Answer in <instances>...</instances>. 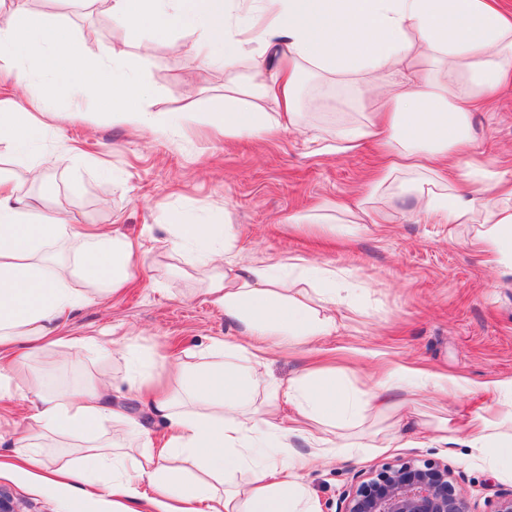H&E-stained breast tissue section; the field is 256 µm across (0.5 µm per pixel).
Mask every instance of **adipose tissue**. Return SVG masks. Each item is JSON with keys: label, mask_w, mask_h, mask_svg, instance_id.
<instances>
[{"label": "adipose tissue", "mask_w": 512, "mask_h": 512, "mask_svg": "<svg viewBox=\"0 0 512 512\" xmlns=\"http://www.w3.org/2000/svg\"><path fill=\"white\" fill-rule=\"evenodd\" d=\"M117 25L129 30L136 46L148 48L172 28L196 33L194 50L205 63H222L229 83L238 65L256 74L249 104L225 97L209 121L225 137L262 138L308 124L312 110L328 108L326 94L299 111L301 74L375 89L376 107L337 121L333 152L346 155L373 143L386 163L354 202H337L342 219L326 224L332 235L353 224H389L399 209L436 224H476V244L512 265V181L488 177L484 162L468 156L473 115L512 85V9L503 0H100ZM418 59L430 69H415ZM31 63L48 74L44 97L57 75L75 74V90L95 95L98 111L134 129L159 120L144 105L149 87L136 77L111 71L89 57L58 24H35L22 6L0 15V69ZM38 137L30 113L17 101L0 99V141L26 150ZM465 165L476 191L461 192L450 168ZM172 253L223 250V266H206L202 291L223 312L238 336L208 347L200 363L171 368L177 387L153 392V360H145L132 382L152 391L149 410L169 431L163 447L143 424L115 402L111 383L98 378L49 391L32 374L27 397L34 412L28 428L13 441L14 454H0V469L25 463L41 481L64 486L78 482L66 512H83L88 501L111 499L112 512H320L301 473L311 457L326 458L348 440L339 428L374 410L391 407L402 386L448 385L435 374L401 369L385 378L356 375L346 394L335 375L312 372L288 382L269 379V341H305L336 330L333 305L351 298L353 283L335 270L304 258L288 266L303 276L325 277L330 285L309 291L297 279L276 273L273 264L236 250L232 225L169 213ZM77 248L74 268H50L46 256L62 236ZM141 252L127 239L99 225L70 223L39 211L19 196L11 174L0 169V357L24 345L87 348L95 338L64 334L65 318L83 306L119 293L133 279ZM503 402L487 405L458 427L440 421L433 439L454 443L497 462L512 448V378L498 382ZM262 392L261 404L252 396ZM294 404L298 417L286 423L280 403ZM122 427L129 444L102 438L104 421ZM82 439L64 464L50 466L41 452L48 439ZM309 454L293 447L294 439ZM250 470L248 485L237 476Z\"/></svg>", "instance_id": "adipose-tissue-1"}]
</instances>
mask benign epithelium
Listing matches in <instances>:
<instances>
[{
    "instance_id": "1",
    "label": "benign epithelium",
    "mask_w": 512,
    "mask_h": 512,
    "mask_svg": "<svg viewBox=\"0 0 512 512\" xmlns=\"http://www.w3.org/2000/svg\"><path fill=\"white\" fill-rule=\"evenodd\" d=\"M339 512H471L448 465L431 459L386 464L362 478Z\"/></svg>"
}]
</instances>
